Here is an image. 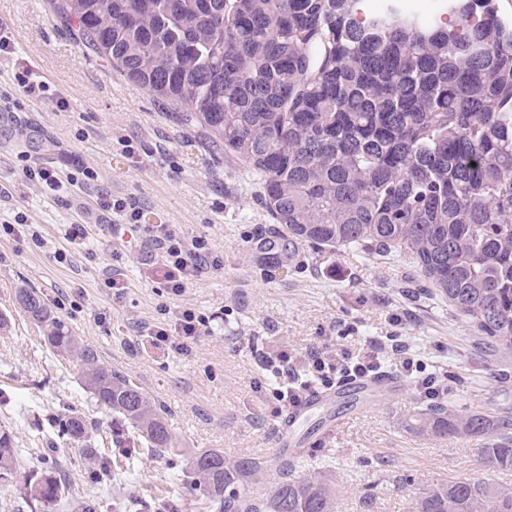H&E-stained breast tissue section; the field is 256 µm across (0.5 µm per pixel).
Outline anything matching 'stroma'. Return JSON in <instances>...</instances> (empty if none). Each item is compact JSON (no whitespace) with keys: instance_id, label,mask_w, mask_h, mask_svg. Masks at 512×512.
<instances>
[{"instance_id":"35a3bbf8","label":"stroma","mask_w":512,"mask_h":512,"mask_svg":"<svg viewBox=\"0 0 512 512\" xmlns=\"http://www.w3.org/2000/svg\"><path fill=\"white\" fill-rule=\"evenodd\" d=\"M0 28L13 47L0 56V86L25 62L64 100L59 107L25 103L14 122L0 125V223L22 212L41 236L37 243L0 238V313L12 323L0 334V426L13 430L20 458L12 484L0 488V512H34L19 495L32 477H74L83 467L78 449L51 459L34 443L42 408L81 410L95 422L97 441L117 429L111 410L90 403L77 367L53 354L40 328L16 309L14 292L24 284L106 364L164 405L180 441L181 456L119 465L108 490L88 487L99 495L101 512H132L122 505L131 484L148 497H175L178 512H205L200 494L176 476L197 449L273 461L279 420L259 388L256 358L281 345L303 352L340 336L357 350L367 337L396 332L418 346L428 372L465 408L512 414V353L486 344L409 254L319 250L288 236L269 208L263 177L215 153L200 131L170 121L150 92L82 45L53 0H0ZM21 151L46 168L92 164L100 176L96 190L136 198L150 222L206 237L223 257V274L199 273L178 300L221 317L190 355L164 354L145 338L164 298L134 232L118 240L102 231L92 251L69 264L54 260L70 225L101 223L91 209L94 190L64 204L44 199L12 169ZM116 248L123 251L118 265ZM115 267L126 285L118 295L103 286ZM395 314L401 325L391 324ZM355 403L350 397L306 417L307 428L338 413L344 422L292 468L299 477L307 464L326 460L343 488L341 512H409L423 489L460 479L512 487V470H486L475 443L436 440L411 426L410 415L425 405L411 381L370 412L356 413Z\"/></svg>"}]
</instances>
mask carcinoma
Wrapping results in <instances>:
<instances>
[{"label": "carcinoma", "instance_id": "cac0c4a2", "mask_svg": "<svg viewBox=\"0 0 512 512\" xmlns=\"http://www.w3.org/2000/svg\"><path fill=\"white\" fill-rule=\"evenodd\" d=\"M55 0L85 48L178 109L210 142L265 178L270 209L294 238L323 247L411 254L423 275L493 346L512 353V18L500 0H445L450 21H426L398 0ZM17 309L83 388L123 428L131 463L175 454L168 413L32 288ZM44 453L78 446L86 470L111 482L112 449L91 444L77 410L45 412ZM435 439L473 441L486 467L512 470V422L460 400L412 416ZM0 427V483L18 462ZM209 512H340L316 467L267 485L263 462L207 448L188 460ZM71 479L32 478L47 507ZM414 512H512V488L458 480L421 493Z\"/></svg>", "mask_w": 512, "mask_h": 512}]
</instances>
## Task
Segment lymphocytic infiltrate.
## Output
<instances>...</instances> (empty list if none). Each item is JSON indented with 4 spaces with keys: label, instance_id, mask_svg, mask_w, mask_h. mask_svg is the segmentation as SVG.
Wrapping results in <instances>:
<instances>
[{
    "label": "lymphocytic infiltrate",
    "instance_id": "obj_1",
    "mask_svg": "<svg viewBox=\"0 0 512 512\" xmlns=\"http://www.w3.org/2000/svg\"><path fill=\"white\" fill-rule=\"evenodd\" d=\"M24 98L48 102L55 100L56 95L46 81L25 67L15 72L11 89L0 90V113L14 114ZM15 165L20 177L45 198H62L74 186L90 188L98 179L92 166L78 163L62 175L55 169L32 165L24 153L17 155ZM93 202L100 215L113 217V232L130 227L141 243L153 250L158 283L168 295H182L201 271H223L224 261L211 251L206 237L186 235L172 224L144 223L143 208L135 198L101 192ZM159 313L160 321L147 332L148 342L159 351L178 355L189 354L192 344L210 330L213 321L212 316L190 308L174 310L164 305ZM391 358L395 359L397 370L410 378L431 403H439L447 396V388L436 376L426 373L418 354L398 341L372 339L359 351L342 346L329 351L314 348L301 357L280 346L263 354L259 366L276 379L269 398L272 413L277 416L298 407L309 395L333 387L337 380L381 373Z\"/></svg>",
    "mask_w": 512,
    "mask_h": 512
}]
</instances>
